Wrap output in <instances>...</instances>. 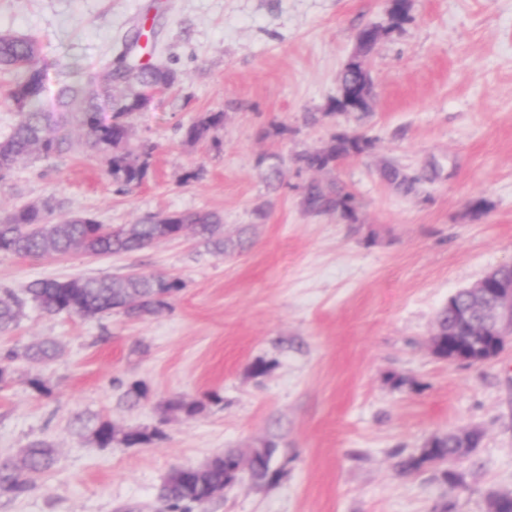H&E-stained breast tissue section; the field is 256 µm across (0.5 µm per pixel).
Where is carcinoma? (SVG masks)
I'll return each instance as SVG.
<instances>
[{"label":"carcinoma","instance_id":"cac0c4a2","mask_svg":"<svg viewBox=\"0 0 512 512\" xmlns=\"http://www.w3.org/2000/svg\"><path fill=\"white\" fill-rule=\"evenodd\" d=\"M40 45L36 38L0 33V71L10 72L14 79L9 90L19 116L12 134L0 140V181L7 179L18 160L27 157L48 158L60 155L70 147L65 127L77 124L84 131L85 144L95 152L109 154L108 173L120 187L141 184L148 176L151 148L131 144L127 118L143 111L148 104L145 91L172 87L178 80L176 72L157 64H132L127 56L115 60L100 58L93 71L78 85L62 87L59 95L60 111L48 112L42 105L43 81L39 65ZM103 71L107 80L99 90L97 71ZM368 77L352 63H346L341 72V97L334 100L329 110L348 113L367 110V105L355 98V86ZM111 113L106 118L104 113ZM224 126V113H206L184 131L185 142L193 145L212 137L211 133ZM373 140L357 132L338 131L319 148L295 154L293 162L300 169L320 172L332 171L336 163L368 152ZM258 166L268 185L280 180L281 168L269 162V157L258 159ZM382 178L404 194L414 191L420 178L411 176L395 165L381 169ZM301 205L315 215L341 218L349 224L358 221L355 197L336 185L333 180L311 181L303 187ZM189 231L211 251L224 256L243 247L242 240L224 238L223 220L216 212H174L165 217L159 212L148 215L135 224L118 228L106 227L97 221L66 209L64 203H32L0 216V253L21 258L44 257L51 254L84 253L91 255L127 254L140 251L165 240L169 235ZM184 287L177 277L139 274L137 276L72 277L64 280L38 279L29 283L25 292L48 314H76L95 317L112 312L130 320L153 315L170 305ZM23 299L9 288H0V334L16 325ZM57 346L42 342L31 346L24 357L46 361L56 357ZM169 408L188 417L205 409L200 400H178ZM92 434L102 446L112 444L115 429L112 423L100 418ZM482 435L477 434L465 445L453 434L430 439L417 455H408L398 462L402 475H412L428 464L438 461L451 463L472 454L479 447ZM277 444L268 441L260 448L247 452L228 450L213 457L195 479L172 471L164 481L161 493L168 501L170 512H191L194 504H204L224 492V486L234 482L233 471L244 465L257 483L272 480L273 459ZM54 448L36 440L23 450L20 463L0 465V490L23 493L34 476L48 470L54 463ZM488 500L495 503L498 512H512V492L491 490Z\"/></svg>","mask_w":512,"mask_h":512}]
</instances>
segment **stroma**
I'll use <instances>...</instances> for the list:
<instances>
[{
	"label": "stroma",
	"mask_w": 512,
	"mask_h": 512,
	"mask_svg": "<svg viewBox=\"0 0 512 512\" xmlns=\"http://www.w3.org/2000/svg\"><path fill=\"white\" fill-rule=\"evenodd\" d=\"M406 5L396 23L391 0H0V32L40 42L47 96L105 55L179 75L129 119L133 143L154 147L141 185L119 190L71 125L68 152L22 159L0 181V215L63 201L116 227L213 211L225 237L250 240L224 257L192 237L124 255L0 254V286L18 292L35 279L127 271L184 283L170 308L140 320L30 303L0 334V354L59 348L47 363L15 360L0 384V455L35 440L55 450L27 491H0V512H168L159 487L169 472L269 440L272 482L241 478L193 512H489V490H512V346L476 365L430 349L449 296L512 261V0ZM366 26L381 31L365 58L369 107L329 114ZM139 28L147 46L130 42ZM205 112L224 115L220 147L183 139ZM341 130L374 145L329 173L297 168L295 153ZM263 155L281 160L279 190L256 166ZM387 163L420 175L415 192L381 179ZM193 170L200 179L184 182ZM315 178L355 195L357 223L303 210ZM258 361L264 374L252 371ZM136 381L148 393L132 407L123 395ZM211 392L219 401L195 417L167 408ZM96 418L116 427L112 445L85 428ZM463 428L482 441L456 466L462 487L431 468L399 474L400 456ZM131 431L153 439L126 445Z\"/></svg>",
	"instance_id": "obj_1"
}]
</instances>
